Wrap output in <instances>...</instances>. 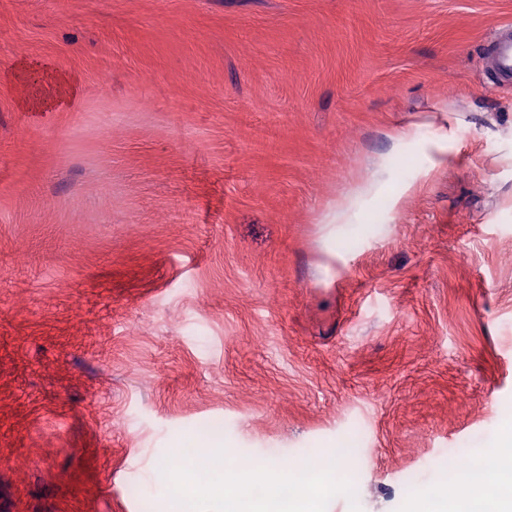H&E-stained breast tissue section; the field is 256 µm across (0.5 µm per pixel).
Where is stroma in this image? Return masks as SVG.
I'll return each mask as SVG.
<instances>
[{"label":"stroma","mask_w":512,"mask_h":512,"mask_svg":"<svg viewBox=\"0 0 512 512\" xmlns=\"http://www.w3.org/2000/svg\"><path fill=\"white\" fill-rule=\"evenodd\" d=\"M509 22L0 0V512H175L145 480L196 432L286 470L345 446L327 512H405L483 455L512 424ZM490 65L488 83L494 86L512 85V25L502 26L488 48ZM380 179H364L355 182L336 202V207L328 214L329 223L345 224L350 221L358 202L366 197L373 196L381 188Z\"/></svg>","instance_id":"stroma-1"}]
</instances>
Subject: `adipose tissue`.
<instances>
[{
    "label": "adipose tissue",
    "mask_w": 512,
    "mask_h": 512,
    "mask_svg": "<svg viewBox=\"0 0 512 512\" xmlns=\"http://www.w3.org/2000/svg\"><path fill=\"white\" fill-rule=\"evenodd\" d=\"M492 447V455L476 459L463 486L466 498L463 512H512V428L502 431ZM489 466L499 469L502 475L501 492L493 499L480 481L481 473Z\"/></svg>",
    "instance_id": "adipose-tissue-1"
}]
</instances>
